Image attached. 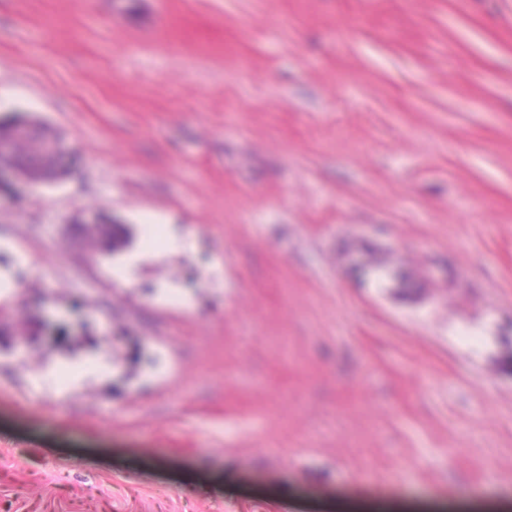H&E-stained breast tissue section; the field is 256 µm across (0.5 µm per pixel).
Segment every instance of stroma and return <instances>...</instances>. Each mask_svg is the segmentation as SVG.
<instances>
[{
    "label": "stroma",
    "instance_id": "stroma-1",
    "mask_svg": "<svg viewBox=\"0 0 512 512\" xmlns=\"http://www.w3.org/2000/svg\"><path fill=\"white\" fill-rule=\"evenodd\" d=\"M16 118L0 512H512V0H0ZM17 128L10 130L7 135L10 140L15 143L14 151L7 159L12 166L24 171L32 172L36 170H45L51 172L55 157L63 150H66L64 140L55 136V146L51 155L47 156L44 149L40 148L44 135L40 129H33L29 133L22 136H16ZM99 220L85 221L82 220L78 224H98L96 233V242L99 246L109 250L117 251L127 244L128 231L123 224L101 223ZM110 370L107 364L90 362L82 364L76 370H69V375L64 381L55 382L53 385L58 390L64 391L79 385L83 379L93 375H103Z\"/></svg>",
    "mask_w": 512,
    "mask_h": 512
}]
</instances>
